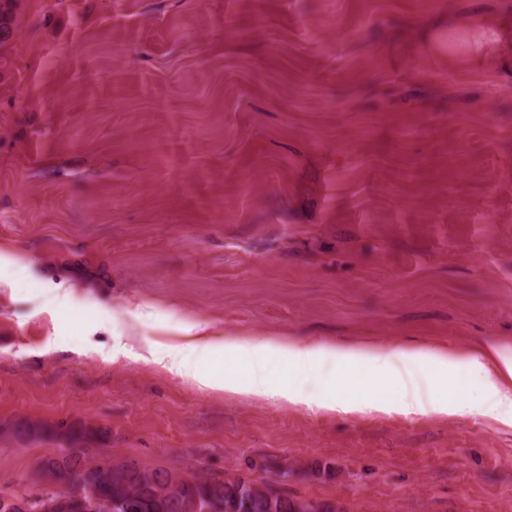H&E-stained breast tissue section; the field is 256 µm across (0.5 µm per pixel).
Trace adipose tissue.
Returning a JSON list of instances; mask_svg holds the SVG:
<instances>
[{"instance_id": "adipose-tissue-1", "label": "adipose tissue", "mask_w": 512, "mask_h": 512, "mask_svg": "<svg viewBox=\"0 0 512 512\" xmlns=\"http://www.w3.org/2000/svg\"><path fill=\"white\" fill-rule=\"evenodd\" d=\"M229 355L240 364L243 375L224 377V390L277 399L288 403L314 402L321 408L360 411L374 406L380 410L399 408L405 413H463L473 410L489 415L512 416V388L506 389L491 377L478 359L468 363L481 389L478 404H471L454 391L452 373L457 361L447 352L409 348L383 350L370 345L306 344L279 338L244 340L225 338L223 343H196L186 347L173 346L160 355L161 361L199 382H206L203 367L220 355ZM281 361L288 367V379L274 383L268 366ZM332 368L338 387L358 385L360 396L351 399L314 397L303 389L307 376L322 368ZM384 379L402 389L399 402L371 401L367 392L372 383Z\"/></svg>"}]
</instances>
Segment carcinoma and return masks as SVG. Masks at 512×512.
<instances>
[{"label": "carcinoma", "instance_id": "carcinoma-1", "mask_svg": "<svg viewBox=\"0 0 512 512\" xmlns=\"http://www.w3.org/2000/svg\"><path fill=\"white\" fill-rule=\"evenodd\" d=\"M18 2L0 0V50L16 36ZM1 434L25 441L49 438L58 445L36 464L34 475L46 485L29 512H45V503L61 491L79 498L84 512H341L334 502L290 496L273 484L237 475L201 473L189 481L176 470L132 467L117 457L102 460L93 449L105 432L88 421L61 428L31 418H5Z\"/></svg>", "mask_w": 512, "mask_h": 512}]
</instances>
